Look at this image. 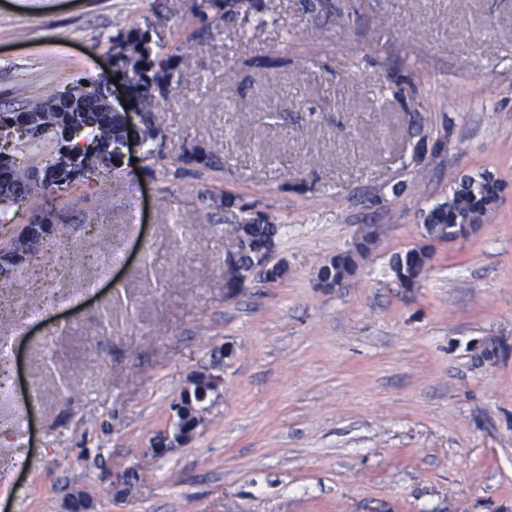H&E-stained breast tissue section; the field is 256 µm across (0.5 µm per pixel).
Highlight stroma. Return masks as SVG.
<instances>
[{
  "label": "stroma",
  "mask_w": 512,
  "mask_h": 512,
  "mask_svg": "<svg viewBox=\"0 0 512 512\" xmlns=\"http://www.w3.org/2000/svg\"><path fill=\"white\" fill-rule=\"evenodd\" d=\"M265 2L251 39L227 21L196 37L201 0H0V110L114 75L112 37L146 28L182 76L167 150L221 161L149 174L134 147L0 227L66 224L0 282V512L78 492L90 512H512V0ZM485 171L491 218L426 242L422 210ZM208 192L282 225L284 278L229 294L237 212ZM365 224L381 234L363 268L319 287ZM424 244L399 287L394 257ZM211 370L224 387L194 439L152 456ZM430 258V253L422 248L411 249L404 255L396 256L392 265L395 282L402 288H413Z\"/></svg>",
  "instance_id": "stroma-1"
}]
</instances>
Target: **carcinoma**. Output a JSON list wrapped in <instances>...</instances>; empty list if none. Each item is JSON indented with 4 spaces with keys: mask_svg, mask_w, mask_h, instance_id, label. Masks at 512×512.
<instances>
[{
    "mask_svg": "<svg viewBox=\"0 0 512 512\" xmlns=\"http://www.w3.org/2000/svg\"><path fill=\"white\" fill-rule=\"evenodd\" d=\"M201 4L216 10L221 18L242 17L249 22L251 10L264 11L268 5L262 0H201ZM113 63L130 92L131 102L140 113L144 127L161 129L159 113L177 99L181 75L176 73L174 55H163L152 46L149 30L129 31L125 36L113 39ZM106 79L89 81V85H80L77 90L83 98V107L71 112H57L52 120H46L43 110L56 99L55 94L32 102L25 106V117L31 126L32 135L24 145L28 151L38 153L46 148L54 150L62 160L58 171L59 181L70 184L88 182L105 171H116L117 157L112 153L113 147L126 135L123 114L110 112L103 108V86ZM69 124L86 126V145L83 147L66 142L60 135V127ZM147 149L144 159L148 161L145 170L152 173L156 166H163L164 171L174 168L173 175H178L187 165L215 169L219 161L210 152L197 147L181 145L179 151L165 154L154 145V140L144 142ZM28 168L0 159V193L17 191L21 184L28 183ZM464 199L473 210L484 211L483 199L473 192V185L467 181L461 184L444 203L433 206L422 215L425 236L432 240H446L454 235L455 210L457 201ZM239 217L230 225L228 233L239 239L244 252L238 258L235 278L242 274H252L256 269L254 263L256 252L263 246L275 243L283 225L273 223L270 218L254 210L251 204L238 206ZM377 238L366 240L356 250L337 253L325 262L322 272L325 276H334L337 280L354 277L376 247ZM430 261V253L422 248L411 249L396 257L392 271L395 282L402 288H412L418 282L425 266ZM200 398L197 391L183 392L179 400V414L176 426L186 427L195 420Z\"/></svg>",
    "mask_w": 512,
    "mask_h": 512,
    "instance_id": "cac0c4a2",
    "label": "carcinoma"
}]
</instances>
